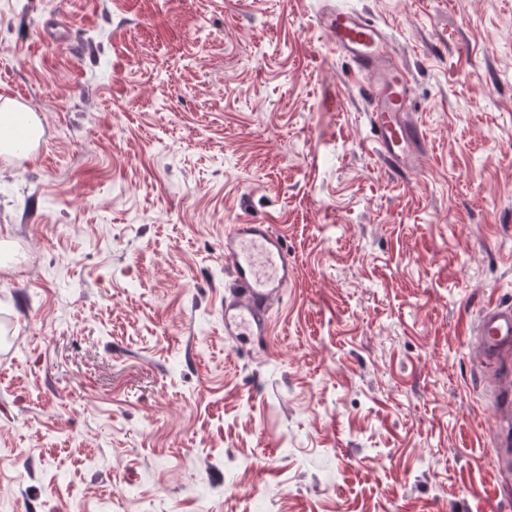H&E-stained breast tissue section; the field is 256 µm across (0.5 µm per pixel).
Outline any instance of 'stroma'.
<instances>
[{"mask_svg":"<svg viewBox=\"0 0 512 512\" xmlns=\"http://www.w3.org/2000/svg\"><path fill=\"white\" fill-rule=\"evenodd\" d=\"M407 67L397 177L324 5ZM0 512H512L480 313L512 304V0H0ZM281 233L266 352L224 234ZM0 112V149L9 153L23 150L32 136L34 113L11 109L7 103Z\"/></svg>","mask_w":512,"mask_h":512,"instance_id":"obj_1","label":"stroma"}]
</instances>
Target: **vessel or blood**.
<instances>
[{
	"instance_id": "b4317fda",
	"label": "vessel or blood",
	"mask_w": 512,
	"mask_h": 512,
	"mask_svg": "<svg viewBox=\"0 0 512 512\" xmlns=\"http://www.w3.org/2000/svg\"><path fill=\"white\" fill-rule=\"evenodd\" d=\"M321 20L331 47L363 77L361 91L371 105L370 136L383 165L396 176L412 170L426 150L414 118L413 85L393 54L385 30L360 12L325 7ZM224 262L231 280L224 293V334L238 343H266L269 310L292 277L284 237L269 224H236L224 235ZM476 350L497 366L493 406L499 432L494 454L503 478L512 477V306L491 305L475 330Z\"/></svg>"
}]
</instances>
